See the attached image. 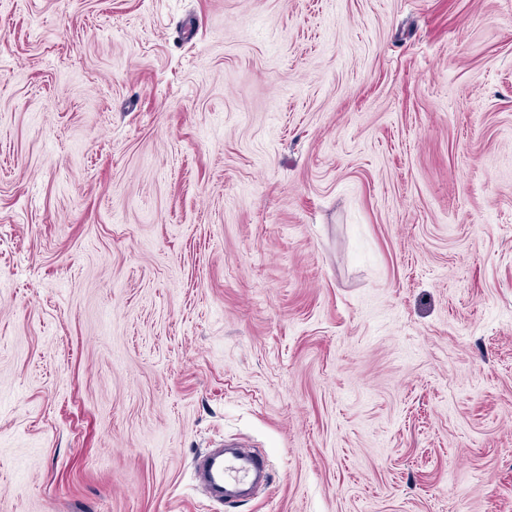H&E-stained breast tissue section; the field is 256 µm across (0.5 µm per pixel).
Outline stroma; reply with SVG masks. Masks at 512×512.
<instances>
[{"label": "stroma", "mask_w": 512, "mask_h": 512, "mask_svg": "<svg viewBox=\"0 0 512 512\" xmlns=\"http://www.w3.org/2000/svg\"><path fill=\"white\" fill-rule=\"evenodd\" d=\"M0 512H512V0H0ZM208 498L223 504L247 496L268 482V465L260 453L211 448L194 467Z\"/></svg>", "instance_id": "1"}]
</instances>
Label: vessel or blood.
<instances>
[{
  "label": "vessel or blood",
  "instance_id": "1",
  "mask_svg": "<svg viewBox=\"0 0 512 512\" xmlns=\"http://www.w3.org/2000/svg\"><path fill=\"white\" fill-rule=\"evenodd\" d=\"M194 470L208 498L219 504L247 496L268 482L267 462L257 452L213 448L197 460Z\"/></svg>",
  "mask_w": 512,
  "mask_h": 512
}]
</instances>
